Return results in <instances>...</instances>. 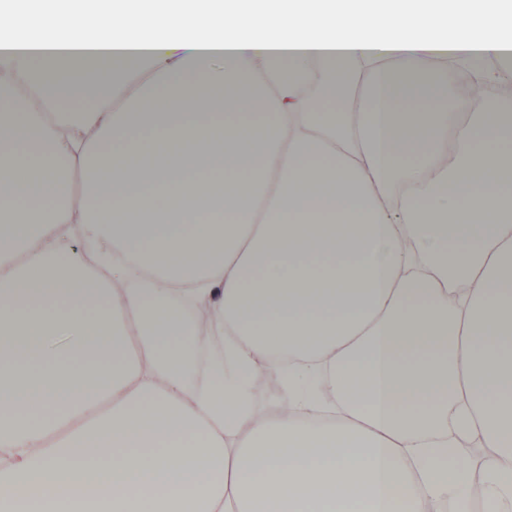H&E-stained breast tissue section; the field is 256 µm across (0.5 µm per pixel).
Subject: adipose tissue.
<instances>
[{
    "instance_id": "ef3b65f1",
    "label": "adipose tissue",
    "mask_w": 512,
    "mask_h": 512,
    "mask_svg": "<svg viewBox=\"0 0 512 512\" xmlns=\"http://www.w3.org/2000/svg\"><path fill=\"white\" fill-rule=\"evenodd\" d=\"M510 55L504 0L1 12L0 512H467L465 443L511 501L512 116L443 65Z\"/></svg>"
}]
</instances>
